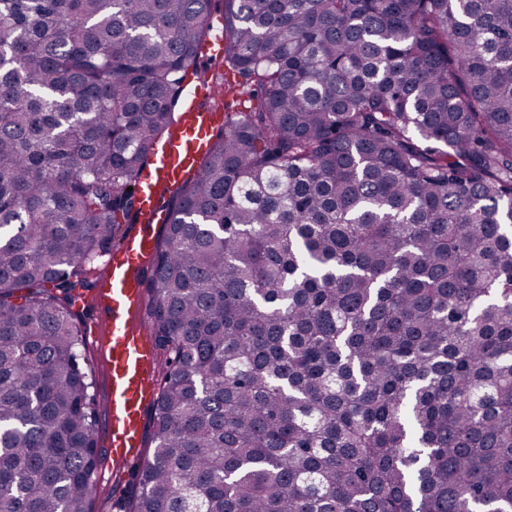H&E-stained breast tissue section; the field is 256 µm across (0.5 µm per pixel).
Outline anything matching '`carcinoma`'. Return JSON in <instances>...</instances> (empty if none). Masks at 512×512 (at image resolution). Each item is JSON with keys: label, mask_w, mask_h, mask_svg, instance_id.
I'll return each mask as SVG.
<instances>
[{"label": "carcinoma", "mask_w": 512, "mask_h": 512, "mask_svg": "<svg viewBox=\"0 0 512 512\" xmlns=\"http://www.w3.org/2000/svg\"><path fill=\"white\" fill-rule=\"evenodd\" d=\"M211 3L0 0V512H92L74 304ZM224 35L249 107L155 234L119 512H512V0H224Z\"/></svg>", "instance_id": "1"}]
</instances>
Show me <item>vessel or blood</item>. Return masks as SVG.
I'll list each match as a JSON object with an SVG mask.
<instances>
[{
	"label": "vessel or blood",
	"instance_id": "obj_1",
	"mask_svg": "<svg viewBox=\"0 0 512 512\" xmlns=\"http://www.w3.org/2000/svg\"><path fill=\"white\" fill-rule=\"evenodd\" d=\"M208 94L204 84H186L175 131L151 150L139 177L143 229L106 260L93 300L100 315L87 325L88 343L101 349L104 361L100 376L106 393L104 444L117 485L141 453L147 414L156 399L155 349L143 322L146 298L141 280L151 266L153 226L163 219L158 200L201 166L214 132L224 125L222 102L200 106V99Z\"/></svg>",
	"mask_w": 512,
	"mask_h": 512
}]
</instances>
